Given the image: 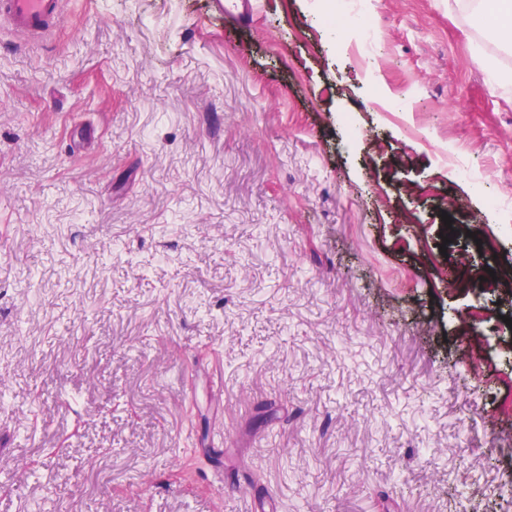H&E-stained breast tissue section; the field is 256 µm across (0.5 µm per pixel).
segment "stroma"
Returning a JSON list of instances; mask_svg holds the SVG:
<instances>
[{
  "label": "stroma",
  "instance_id": "stroma-1",
  "mask_svg": "<svg viewBox=\"0 0 512 512\" xmlns=\"http://www.w3.org/2000/svg\"><path fill=\"white\" fill-rule=\"evenodd\" d=\"M373 2L0 29V512H512V49ZM358 2L362 1L341 0V9L336 11V20L343 29L346 26L355 25L364 31V37L359 43H356V48L362 57L370 58L374 54L376 47L372 35L373 23L367 11H356L353 8V5Z\"/></svg>",
  "mask_w": 512,
  "mask_h": 512
}]
</instances>
